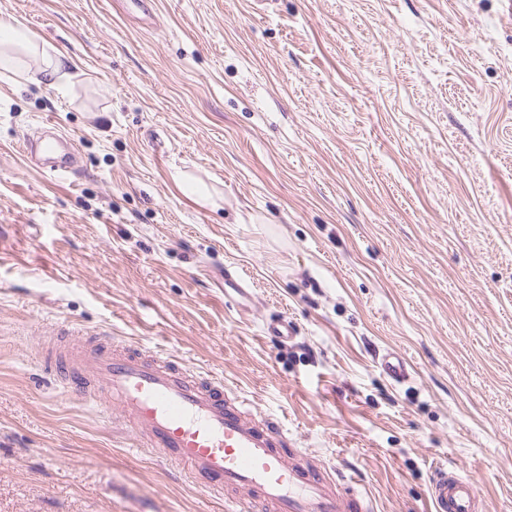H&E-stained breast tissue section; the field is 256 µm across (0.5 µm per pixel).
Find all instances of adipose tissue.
<instances>
[{
	"mask_svg": "<svg viewBox=\"0 0 512 512\" xmlns=\"http://www.w3.org/2000/svg\"><path fill=\"white\" fill-rule=\"evenodd\" d=\"M68 57L51 44L37 41L22 26L0 21V75L16 83L32 82L62 89L68 79Z\"/></svg>",
	"mask_w": 512,
	"mask_h": 512,
	"instance_id": "1",
	"label": "adipose tissue"
}]
</instances>
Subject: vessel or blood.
<instances>
[{
  "mask_svg": "<svg viewBox=\"0 0 512 512\" xmlns=\"http://www.w3.org/2000/svg\"><path fill=\"white\" fill-rule=\"evenodd\" d=\"M57 145L30 141L24 153L42 149L51 157L47 174L75 175L73 154L58 153ZM252 297L241 274L225 271V300L244 307ZM42 353L59 387L103 414L119 411L139 445L210 499L238 503L239 512H373L354 480L298 448L280 422L256 415L223 377L77 323L56 325ZM379 365L396 382L408 377L397 353H385ZM426 499L429 512H486L477 484L456 467L434 473Z\"/></svg>",
  "mask_w": 512,
  "mask_h": 512,
  "instance_id": "b4317fda",
  "label": "vessel or blood"
}]
</instances>
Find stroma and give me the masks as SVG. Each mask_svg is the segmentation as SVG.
Instances as JSON below:
<instances>
[{"instance_id": "stroma-1", "label": "stroma", "mask_w": 512, "mask_h": 512, "mask_svg": "<svg viewBox=\"0 0 512 512\" xmlns=\"http://www.w3.org/2000/svg\"><path fill=\"white\" fill-rule=\"evenodd\" d=\"M151 2L146 28L121 0H0L72 75L0 77V512H226L53 383L42 333L71 320L223 376L377 512H423L443 466L512 512L506 0ZM47 123L76 177L27 163ZM252 288L242 278L241 274L224 269V299L238 307H245L252 300ZM380 368L396 382H404L408 377V364L396 352H386L379 361Z\"/></svg>"}]
</instances>
